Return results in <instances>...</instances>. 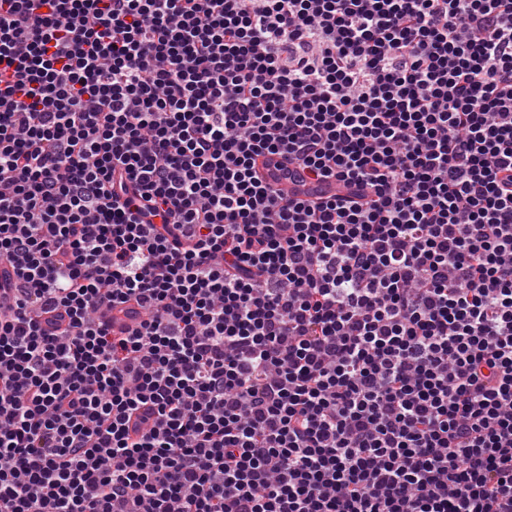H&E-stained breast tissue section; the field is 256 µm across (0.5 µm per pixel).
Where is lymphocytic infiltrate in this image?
<instances>
[{"instance_id":"obj_1","label":"lymphocytic infiltrate","mask_w":512,"mask_h":512,"mask_svg":"<svg viewBox=\"0 0 512 512\" xmlns=\"http://www.w3.org/2000/svg\"><path fill=\"white\" fill-rule=\"evenodd\" d=\"M0 268V512H512V0H0ZM262 173L268 182L302 198L325 196L336 192V185L311 182L279 156L268 155L261 165Z\"/></svg>"}]
</instances>
